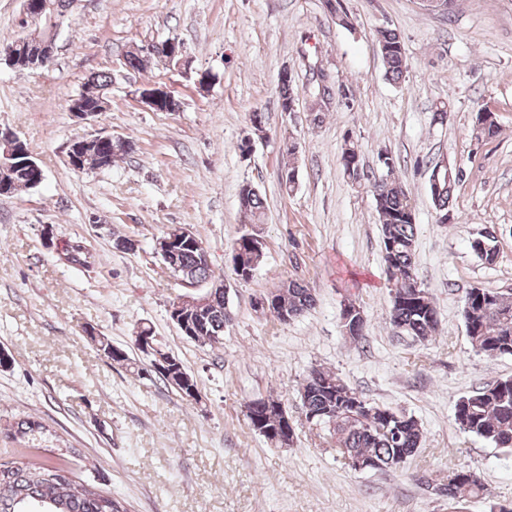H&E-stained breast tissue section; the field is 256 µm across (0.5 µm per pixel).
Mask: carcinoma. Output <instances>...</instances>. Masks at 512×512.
Returning <instances> with one entry per match:
<instances>
[{
  "mask_svg": "<svg viewBox=\"0 0 512 512\" xmlns=\"http://www.w3.org/2000/svg\"><path fill=\"white\" fill-rule=\"evenodd\" d=\"M377 43L387 76L393 81L403 78L406 60L399 34L393 29H380ZM87 82L94 87L90 97L93 106L107 101L112 88V73H93ZM312 94L321 98L333 94L324 71L318 69L312 76ZM281 110L297 97L294 78L278 80ZM485 114L484 124L473 127L476 139L492 138L499 131L495 113L480 109ZM121 150L109 145L89 147L82 160L85 169L95 170L103 165L102 157L114 160ZM344 174L354 184L366 186L372 192L379 214L382 231V252L385 278L390 288V321L407 335L421 343H427L436 335L438 316L433 299L421 284L415 263L416 224L411 216L410 199L405 187L394 177V162L386 156L382 160L385 177L376 178L365 173L361 165L359 146L345 141L342 151ZM11 179V192L29 187V175L13 168L0 173ZM461 180L457 176L443 184V191L433 198L436 208L448 210V203ZM240 205L248 223H264L263 198L255 188L246 185L240 191ZM232 248L240 251L241 265L248 267L253 261L250 242L246 233L237 236ZM471 249L477 258L487 265L496 263L499 256L497 239L475 237ZM69 263L87 267L91 255L79 244L66 250ZM178 275L190 284L205 282L212 277L210 266L200 263L192 246L181 250L177 258ZM485 305L466 303L463 315L467 336L475 352L488 357L512 355V293H499L481 289ZM288 307L304 316L313 306L311 290L297 281H290L277 290ZM224 302H217L206 325L200 332L203 344L213 347L224 338ZM102 354L141 377L145 362L131 356L127 350L115 346L110 340L99 342ZM186 369L181 360L172 364L166 373L154 374L162 383L188 398L192 388L181 383ZM303 412L321 416L312 422L316 429L330 440L341 457L359 456L376 460L384 469L397 468L418 450L423 439L419 422L399 414L387 415L392 409L372 404L347 385L335 372L321 366L312 367L307 373L302 390ZM454 418L459 429L478 437L496 448L512 452V376L495 380L472 390L455 405ZM437 490L448 496L454 504L483 494L485 486L479 476L468 472L460 483L448 488L440 485ZM0 512H129L124 500L94 485L76 484L73 469L64 470L58 463L33 467L26 456L17 451L11 460L0 464Z\"/></svg>",
  "mask_w": 512,
  "mask_h": 512,
  "instance_id": "obj_1",
  "label": "carcinoma"
}]
</instances>
